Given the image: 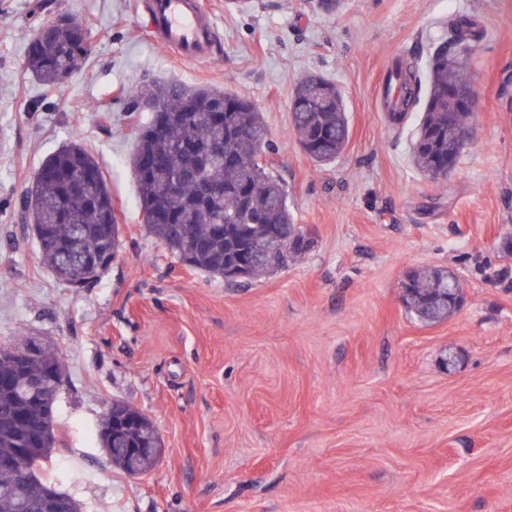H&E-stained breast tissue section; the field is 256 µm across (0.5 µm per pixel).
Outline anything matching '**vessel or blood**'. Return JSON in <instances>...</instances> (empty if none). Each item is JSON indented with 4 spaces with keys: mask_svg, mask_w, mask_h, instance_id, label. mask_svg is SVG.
<instances>
[{
    "mask_svg": "<svg viewBox=\"0 0 512 512\" xmlns=\"http://www.w3.org/2000/svg\"><path fill=\"white\" fill-rule=\"evenodd\" d=\"M147 26L155 42L188 61H207L218 52L214 21L196 0H147Z\"/></svg>",
    "mask_w": 512,
    "mask_h": 512,
    "instance_id": "1",
    "label": "vessel or blood"
}]
</instances>
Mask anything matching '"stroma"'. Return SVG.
Segmentation results:
<instances>
[{"label": "stroma", "instance_id": "1", "mask_svg": "<svg viewBox=\"0 0 512 512\" xmlns=\"http://www.w3.org/2000/svg\"><path fill=\"white\" fill-rule=\"evenodd\" d=\"M143 3L0 0V343L32 336L66 365L47 463L58 487L84 512H512V0H201L222 46L203 64L152 40ZM63 13L90 30V54L47 86L25 51ZM460 15L481 33L474 133L439 183L411 156L426 91L395 127L383 78L399 52L426 72ZM313 74L336 82L349 120L325 165L292 128L294 87ZM148 79L228 89L262 112L301 260L229 285L149 235L129 165L146 115L125 106ZM73 143L101 162L122 225L89 288L45 267L20 205ZM424 268L460 280L447 320L402 302ZM115 398L159 431L149 473L113 469L98 443Z\"/></svg>", "mask_w": 512, "mask_h": 512}]
</instances>
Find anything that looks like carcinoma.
I'll list each match as a JSON object with an SVG mask.
<instances>
[{"mask_svg":"<svg viewBox=\"0 0 512 512\" xmlns=\"http://www.w3.org/2000/svg\"><path fill=\"white\" fill-rule=\"evenodd\" d=\"M451 41L437 46L428 69L429 90L413 143V162L434 180L448 177V161H458L465 147L448 130V116L459 128L469 127L471 113L459 112L448 96L454 88L470 86L466 56L479 37L468 17L452 22ZM88 55L83 34L54 27L33 39L23 67L47 85L58 83L60 73L77 70ZM401 88L394 103L401 109L406 98H416L421 76L407 66L392 74ZM135 109L150 99L154 109L142 126L130 167L138 186L142 221L148 232L184 265L228 282L249 281L274 272L302 256L303 237L288 207L284 186L269 171L258 153L270 149L263 116L252 102L231 91L211 88L187 90L174 83L153 82L127 91ZM293 126L299 144L318 164H327L344 150L349 126L336 84L323 77L300 82L292 98ZM37 171L32 191L42 202L35 223L42 241L40 253L60 280L73 288L97 282L109 269L120 245L119 228L112 219V192L98 160L79 145L59 150ZM175 187H170L172 181ZM68 251L95 261L83 277L63 263ZM407 309L421 321L436 323L454 314L448 303V272L415 271L403 283ZM26 351L24 363L15 351ZM59 368L53 348L27 336L0 347V419L21 417L10 426L0 424V456H8L36 432L45 442L37 459H23L32 470L27 484H8L0 475V512H17L18 505L34 512L46 496L55 494L69 512H83L82 504L60 491L47 474L46 462L56 450L55 402L59 389L44 397L26 399L23 382L43 379ZM126 416L120 428L124 447L114 446L111 423L103 421L99 442L112 467L131 475L153 469L157 459L148 453L134 458L129 449L156 448L161 437L138 408L113 401Z\"/></svg>","mask_w":512,"mask_h":512,"instance_id":"carcinoma-1","label":"carcinoma"}]
</instances>
